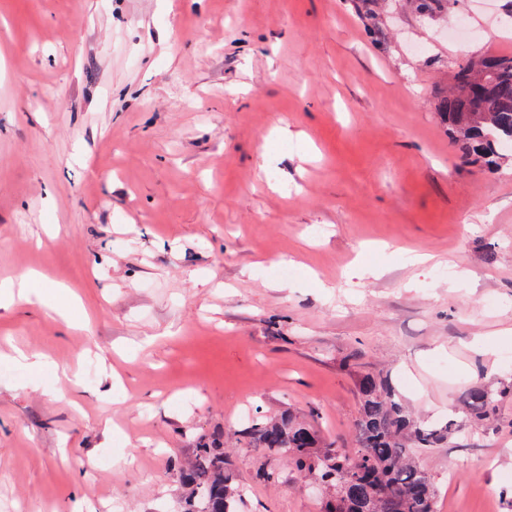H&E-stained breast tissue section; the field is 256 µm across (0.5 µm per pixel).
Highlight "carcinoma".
I'll return each mask as SVG.
<instances>
[{"mask_svg":"<svg viewBox=\"0 0 512 512\" xmlns=\"http://www.w3.org/2000/svg\"><path fill=\"white\" fill-rule=\"evenodd\" d=\"M481 62L490 64L491 74L483 85L480 108L474 107L469 93L478 75V61L471 59L452 72L448 90L436 92L437 111L462 155L483 158L491 166L500 152L512 149V55L488 54ZM475 110L486 114L485 122L469 121ZM358 388L361 410L354 454L323 443L313 426L288 415L253 421L247 431L250 447L288 458L298 472L332 489L323 512H437L438 491L419 456L450 442L459 424L416 418L380 377L367 374ZM499 394L487 384L474 386L465 408L478 421L490 420ZM179 478L190 488L185 512H237L245 496V489L233 486L224 443L217 438L199 443L195 462L179 471Z\"/></svg>","mask_w":512,"mask_h":512,"instance_id":"obj_1","label":"carcinoma"}]
</instances>
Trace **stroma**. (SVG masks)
I'll return each instance as SVG.
<instances>
[{
	"mask_svg": "<svg viewBox=\"0 0 512 512\" xmlns=\"http://www.w3.org/2000/svg\"><path fill=\"white\" fill-rule=\"evenodd\" d=\"M493 2L0 0V292L42 275L0 352L51 361L0 363V512H184L214 436L241 512H320L242 435L288 414L353 447L367 374L461 422L420 458L439 512H512V154L463 161L433 99L512 53ZM500 393L501 391L494 389L492 385L474 386L467 394L465 408L471 417L478 421L493 419Z\"/></svg>",
	"mask_w": 512,
	"mask_h": 512,
	"instance_id": "stroma-1",
	"label": "stroma"
}]
</instances>
